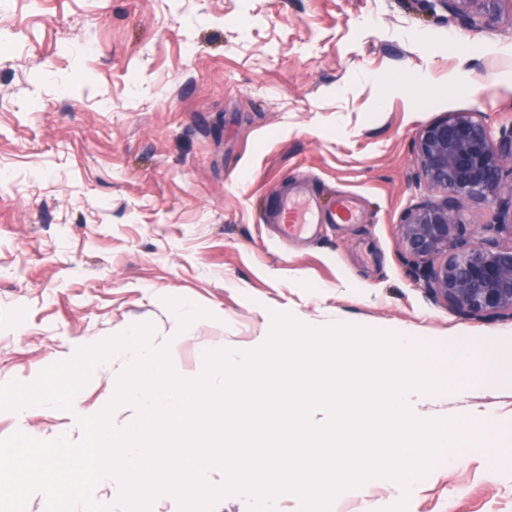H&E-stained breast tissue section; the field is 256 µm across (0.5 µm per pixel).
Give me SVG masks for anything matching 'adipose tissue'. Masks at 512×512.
Instances as JSON below:
<instances>
[{
  "label": "adipose tissue",
  "instance_id": "1",
  "mask_svg": "<svg viewBox=\"0 0 512 512\" xmlns=\"http://www.w3.org/2000/svg\"><path fill=\"white\" fill-rule=\"evenodd\" d=\"M448 345L454 350L456 363L467 370L470 378L488 384L512 381V348L506 337L476 342L465 336H452Z\"/></svg>",
  "mask_w": 512,
  "mask_h": 512
}]
</instances>
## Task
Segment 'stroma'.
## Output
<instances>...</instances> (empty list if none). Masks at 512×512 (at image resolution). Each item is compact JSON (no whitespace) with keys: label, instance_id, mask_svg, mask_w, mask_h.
<instances>
[{"label":"stroma","instance_id":"35a3bbf8","mask_svg":"<svg viewBox=\"0 0 512 512\" xmlns=\"http://www.w3.org/2000/svg\"><path fill=\"white\" fill-rule=\"evenodd\" d=\"M467 111L512 128V0L473 29L430 0H0V385L140 324L182 375L270 335L276 312L406 330L440 343L447 418L496 415L497 453L329 512H512V383L468 380L444 344L512 320L459 315L399 245L434 196L417 133ZM299 181L322 206L353 198L355 221L280 238L267 203ZM497 199L461 201L466 240L512 222V184ZM122 371L98 369L67 410L0 411V439L81 441Z\"/></svg>","mask_w":512,"mask_h":512}]
</instances>
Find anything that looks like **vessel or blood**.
I'll return each mask as SVG.
<instances>
[{
	"mask_svg": "<svg viewBox=\"0 0 512 512\" xmlns=\"http://www.w3.org/2000/svg\"><path fill=\"white\" fill-rule=\"evenodd\" d=\"M340 219H350L354 206L349 198H340L333 205L332 214H325L305 193L297 191L294 195H281L277 198L272 220L277 224L279 233L286 239H301L307 236L314 225L327 223L330 215Z\"/></svg>",
	"mask_w": 512,
	"mask_h": 512,
	"instance_id": "obj_1",
	"label": "vessel or blood"
}]
</instances>
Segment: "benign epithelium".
<instances>
[{
    "instance_id": "benign-epithelium-1",
    "label": "benign epithelium",
    "mask_w": 512,
    "mask_h": 512,
    "mask_svg": "<svg viewBox=\"0 0 512 512\" xmlns=\"http://www.w3.org/2000/svg\"><path fill=\"white\" fill-rule=\"evenodd\" d=\"M474 27L500 0H434ZM419 176L440 200L410 208L399 224L400 246L422 271L434 297L468 319H512V241L462 238L457 203L492 204L512 163V130L494 139L475 112H449L421 128L415 141Z\"/></svg>"
}]
</instances>
